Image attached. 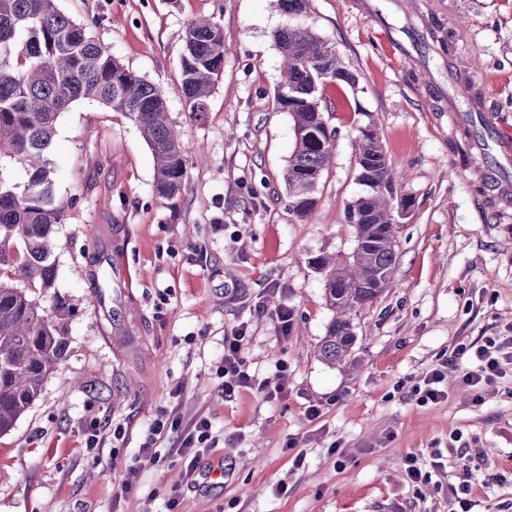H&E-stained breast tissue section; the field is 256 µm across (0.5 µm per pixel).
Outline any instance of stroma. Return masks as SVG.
Returning <instances> with one entry per match:
<instances>
[{"instance_id":"1","label":"stroma","mask_w":512,"mask_h":512,"mask_svg":"<svg viewBox=\"0 0 512 512\" xmlns=\"http://www.w3.org/2000/svg\"><path fill=\"white\" fill-rule=\"evenodd\" d=\"M58 6L164 92L187 173L178 195L159 196L152 153L126 115L92 100L60 114L49 158L69 207L56 285L78 312L66 359L0 435V512H458L448 488L462 483L482 512H512V371L480 404L453 368L444 400L415 393L456 345L512 336V218L477 208L487 193L448 118L453 58L512 126V0H309L299 15L280 0ZM203 16L220 25L226 53L195 114L180 92L182 35ZM294 25L335 42L359 77L356 89H324L334 156L304 223L285 183L293 123L274 101L273 34ZM367 124L409 207L397 219L396 286L358 310L351 358L331 364L317 352L332 312L313 261L354 250L352 141ZM282 307L293 312L286 333ZM240 325L247 367L282 384L278 397L225 401L224 335ZM162 411L212 424L193 477L177 434L154 461L140 454ZM410 455L422 483L406 477ZM219 457L224 484L204 487Z\"/></svg>"}]
</instances>
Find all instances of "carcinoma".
<instances>
[{"instance_id": "carcinoma-1", "label": "carcinoma", "mask_w": 512, "mask_h": 512, "mask_svg": "<svg viewBox=\"0 0 512 512\" xmlns=\"http://www.w3.org/2000/svg\"><path fill=\"white\" fill-rule=\"evenodd\" d=\"M273 39L281 54L274 99L290 114L295 135L285 182L293 210L305 220L336 138L324 117L323 87H353L356 77L335 43L309 28H283ZM183 43L180 91L189 111L202 112L224 70V34L212 19L198 18L185 28ZM80 99L127 115L152 152L157 193L171 197L181 190L185 147L164 93L125 68L87 25L62 13L57 0H0V434L33 404L67 353L76 307L55 291L53 236L65 204L48 154L59 115ZM353 147L357 180L365 187L345 210L354 251L342 262L314 259L334 312L319 346L330 363L351 355L352 316L395 283L397 175L375 128L359 130ZM14 162L27 167L22 184L4 175Z\"/></svg>"}]
</instances>
